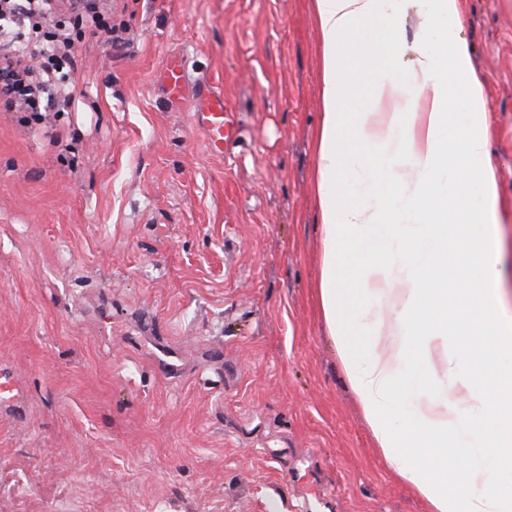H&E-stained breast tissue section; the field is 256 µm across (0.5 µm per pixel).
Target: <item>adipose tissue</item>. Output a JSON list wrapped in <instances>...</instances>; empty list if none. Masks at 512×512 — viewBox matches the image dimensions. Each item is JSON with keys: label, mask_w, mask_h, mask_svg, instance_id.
Segmentation results:
<instances>
[{"label": "adipose tissue", "mask_w": 512, "mask_h": 512, "mask_svg": "<svg viewBox=\"0 0 512 512\" xmlns=\"http://www.w3.org/2000/svg\"><path fill=\"white\" fill-rule=\"evenodd\" d=\"M415 5L424 21L409 44L394 26ZM313 21L322 66L319 300L328 334L377 447L432 512H512V493L493 489L500 474L512 472V374L497 364L500 354L512 353V318L498 312V178L483 163L485 83L460 37L461 0H314ZM369 25L380 28L378 42L355 44ZM434 31L449 65L422 47ZM349 44L373 76V111H353L344 94L352 76L337 56ZM408 50L417 89L411 102L395 75ZM452 82L459 89L453 102ZM454 103L468 122L446 141ZM474 192L485 203L478 213L470 205ZM392 239L403 244L404 258L383 255ZM359 248L380 257L355 260ZM438 266L447 267V280L434 279ZM459 335L471 339L459 361L476 371L449 386L435 375L433 358ZM397 399L408 408L401 424L391 414ZM412 438L433 449V460L408 455ZM451 454L452 471L439 469ZM455 482L470 486L471 495L452 490Z\"/></svg>", "instance_id": "ef3b65f1"}]
</instances>
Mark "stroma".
I'll list each match as a JSON object with an SVG mask.
<instances>
[{"instance_id": "35a3bbf8", "label": "stroma", "mask_w": 512, "mask_h": 512, "mask_svg": "<svg viewBox=\"0 0 512 512\" xmlns=\"http://www.w3.org/2000/svg\"><path fill=\"white\" fill-rule=\"evenodd\" d=\"M313 0H112L71 95L0 99V512H430L317 292ZM512 309V0H463ZM192 68L181 96L165 70ZM224 96V152L195 118Z\"/></svg>"}]
</instances>
